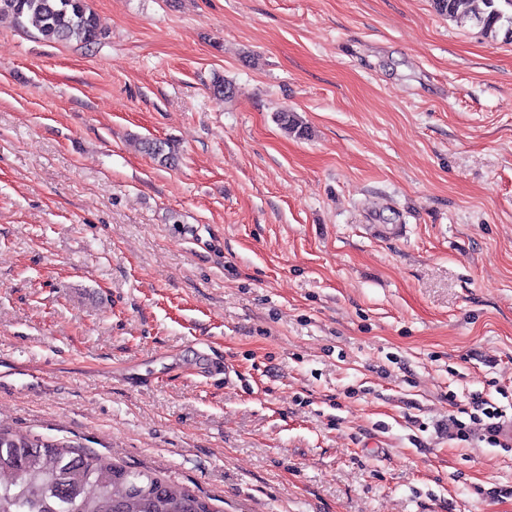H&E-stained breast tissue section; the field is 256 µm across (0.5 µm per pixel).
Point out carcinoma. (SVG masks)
Masks as SVG:
<instances>
[{
    "label": "carcinoma",
    "mask_w": 512,
    "mask_h": 512,
    "mask_svg": "<svg viewBox=\"0 0 512 512\" xmlns=\"http://www.w3.org/2000/svg\"><path fill=\"white\" fill-rule=\"evenodd\" d=\"M438 14L459 26L470 25L494 39L512 38V0H433ZM31 21L49 43L76 42L90 48L102 39L88 0H0V19ZM274 122L289 136L306 138L308 126L282 108ZM144 153L161 165L175 160L165 139L140 141ZM50 499L41 512H218L211 498L148 470H133L106 456L0 429V512H27Z\"/></svg>",
    "instance_id": "cac0c4a2"
}]
</instances>
